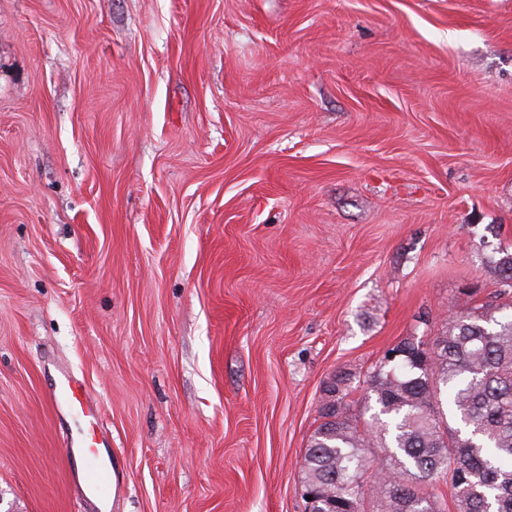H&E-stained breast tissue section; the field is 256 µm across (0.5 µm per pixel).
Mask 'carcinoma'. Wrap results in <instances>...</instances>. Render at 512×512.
Instances as JSON below:
<instances>
[{
  "label": "carcinoma",
  "instance_id": "obj_1",
  "mask_svg": "<svg viewBox=\"0 0 512 512\" xmlns=\"http://www.w3.org/2000/svg\"><path fill=\"white\" fill-rule=\"evenodd\" d=\"M498 254L489 268L501 297L512 294V251ZM420 345L405 338L369 368L368 419L348 401L356 375L339 371L323 388L301 488L324 512H445L430 491L440 481L456 512H512V301L454 313Z\"/></svg>",
  "mask_w": 512,
  "mask_h": 512
}]
</instances>
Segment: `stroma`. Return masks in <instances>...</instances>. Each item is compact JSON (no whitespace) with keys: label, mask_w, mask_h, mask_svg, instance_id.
<instances>
[{"label":"stroma","mask_w":512,"mask_h":512,"mask_svg":"<svg viewBox=\"0 0 512 512\" xmlns=\"http://www.w3.org/2000/svg\"><path fill=\"white\" fill-rule=\"evenodd\" d=\"M512 0H0V512H304L333 374L497 289ZM56 405L64 404L71 409L79 410L84 416L94 417L84 391L80 388L68 373H63L58 385ZM88 411V414H86ZM92 435L84 434L75 448H68L71 456L78 454L83 462L84 488L92 497L99 500L114 496V476L106 456L96 448ZM112 496V499H113Z\"/></svg>","instance_id":"stroma-1"}]
</instances>
